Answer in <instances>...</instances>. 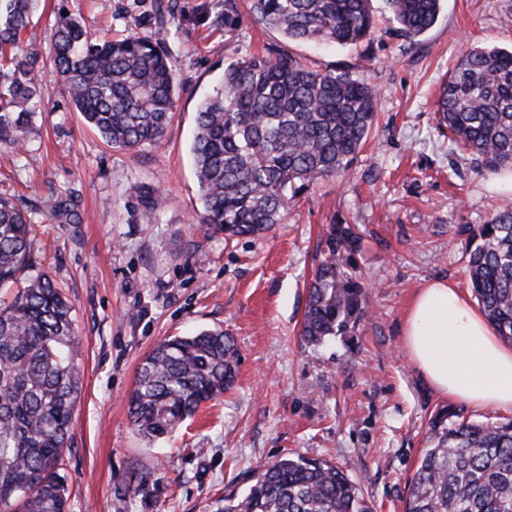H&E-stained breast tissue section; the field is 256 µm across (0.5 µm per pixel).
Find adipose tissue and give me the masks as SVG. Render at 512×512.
Instances as JSON below:
<instances>
[{
	"instance_id": "obj_1",
	"label": "adipose tissue",
	"mask_w": 512,
	"mask_h": 512,
	"mask_svg": "<svg viewBox=\"0 0 512 512\" xmlns=\"http://www.w3.org/2000/svg\"><path fill=\"white\" fill-rule=\"evenodd\" d=\"M404 336L410 358L435 391L478 409L512 412V346L455 285L444 280L421 288Z\"/></svg>"
}]
</instances>
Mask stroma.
I'll return each instance as SVG.
<instances>
[{
  "mask_svg": "<svg viewBox=\"0 0 512 512\" xmlns=\"http://www.w3.org/2000/svg\"><path fill=\"white\" fill-rule=\"evenodd\" d=\"M173 1L180 12L169 16L167 48L181 90L161 144L107 145L46 72L24 151L0 160L1 192L37 200L68 191L77 204V222L38 214L32 234L36 269L67 296L79 344L81 390L63 469L70 512H141L121 490L155 465L163 483L152 512H215L259 464L286 453L343 467L372 512H403L438 410L512 420L436 393L403 336L426 283L469 289L470 247L458 226L512 206V172L453 153L434 112L464 52L512 49V0H445L412 47L386 34L388 4L372 0L380 33L355 49L290 42L244 6L235 27L216 29L187 21L197 0H40L24 45L48 57L61 6L96 34L113 35L149 30ZM279 51L368 79L380 95L378 125L349 171L312 185L284 223L227 242L199 225L196 112L225 64ZM145 190L160 200L150 224L134 206ZM344 221L364 236L355 273L368 313L347 338L310 346L298 332L319 236ZM215 328L237 349L233 389L148 443L129 422L139 364L167 338Z\"/></svg>",
  "mask_w": 512,
  "mask_h": 512,
  "instance_id": "1",
  "label": "stroma"
}]
</instances>
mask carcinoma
I'll list each match as a JSON object with an SVG mask.
<instances>
[{
  "mask_svg": "<svg viewBox=\"0 0 512 512\" xmlns=\"http://www.w3.org/2000/svg\"><path fill=\"white\" fill-rule=\"evenodd\" d=\"M442 0H389L392 34L408 45L437 22ZM37 0H0V157L18 154L42 110L39 53L21 46ZM59 7L50 35L53 69L75 111L115 149L159 144L179 83L165 50L164 20L153 30L98 36ZM236 0L193 18L232 28ZM250 16L290 42L339 48L376 39L372 0H248ZM377 91L346 67L320 69L290 55L251 56L224 67L222 84L199 105L192 154L201 192L200 224L224 240L283 223L290 203L313 181L348 171L376 120ZM451 150L489 171L512 168V51L469 49L444 81L435 104ZM154 192L137 197L150 222ZM68 193L23 201L0 193V509L68 512L60 474L70 447L79 378L71 306L33 267L32 215L74 222ZM459 232L477 242L468 274L489 325L512 343V210ZM362 248L356 225L329 224L310 282L299 336L319 345L349 335L368 311L354 273ZM235 344L222 330L174 336L140 364L129 396L130 423L152 441L231 388ZM430 447L412 479L404 512H512V422L466 420L454 410L430 422ZM155 469L137 473L124 496L151 508L161 491ZM217 512H371L345 470L284 454L263 464L244 492L224 496Z\"/></svg>",
  "mask_w": 512,
  "mask_h": 512,
  "instance_id": "cac0c4a2",
  "label": "carcinoma"
}]
</instances>
